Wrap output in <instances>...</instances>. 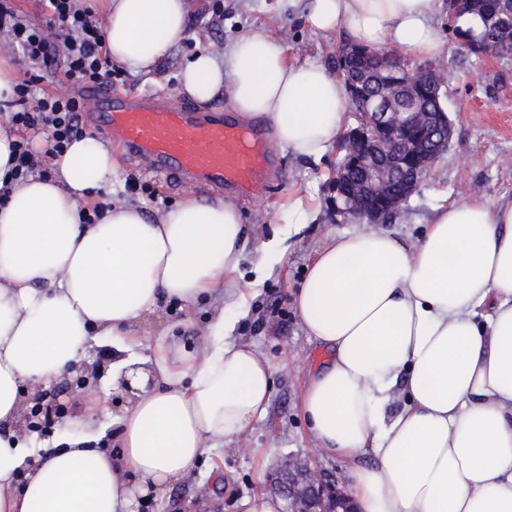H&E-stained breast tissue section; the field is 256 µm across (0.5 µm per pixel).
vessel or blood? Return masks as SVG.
<instances>
[{"label": "vessel or blood", "mask_w": 512, "mask_h": 512, "mask_svg": "<svg viewBox=\"0 0 512 512\" xmlns=\"http://www.w3.org/2000/svg\"><path fill=\"white\" fill-rule=\"evenodd\" d=\"M80 102L86 124L167 180L246 190L273 163L262 133L218 107L209 112L159 94L126 98L99 84L82 86Z\"/></svg>", "instance_id": "b4317fda"}]
</instances>
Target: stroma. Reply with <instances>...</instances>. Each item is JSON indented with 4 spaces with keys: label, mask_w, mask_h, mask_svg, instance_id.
Instances as JSON below:
<instances>
[{
    "label": "stroma",
    "mask_w": 512,
    "mask_h": 512,
    "mask_svg": "<svg viewBox=\"0 0 512 512\" xmlns=\"http://www.w3.org/2000/svg\"><path fill=\"white\" fill-rule=\"evenodd\" d=\"M189 35L149 74H132L115 66L112 89L140 95L157 93L180 103L179 75L198 51L223 45L247 32H261L283 46L290 61L332 65L344 36L309 29L300 8L288 0H189ZM223 12L221 25H212L214 12ZM429 63L445 74L448 115L453 122L450 146L411 195L405 210L389 224V231L405 243L424 233L433 210L475 193L495 202L512 198V56L504 59H465L454 42ZM112 151L118 160L112 179L114 196L139 203L149 216H157L178 204L186 195L212 199V192L175 187L143 172L127 160L120 146ZM338 151L322 161H307L278 153L279 170L251 191L236 195L250 237L269 234L287 223L288 203L300 195L311 200L317 219L301 236L290 240L288 253L276 276L266 281L252 306L254 314L239 332L242 341L255 344L272 365L275 381L264 420L244 437L224 444V477L216 479L211 466L202 464L188 481L149 499L140 512H188L192 500L214 494L215 512H241L243 499L268 491L277 462L292 454L308 460L321 472L351 488L350 466L340 459L321 457L301 413L305 380L325 358L310 342L299 323L295 298L316 250L332 235L346 231L330 203L329 181Z\"/></svg>",
    "instance_id": "35a3bbf8"
}]
</instances>
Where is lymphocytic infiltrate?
<instances>
[{
  "label": "lymphocytic infiltrate",
  "instance_id": "obj_1",
  "mask_svg": "<svg viewBox=\"0 0 512 512\" xmlns=\"http://www.w3.org/2000/svg\"><path fill=\"white\" fill-rule=\"evenodd\" d=\"M46 16L37 24L21 15L11 0H0V33L11 49L21 51L33 68L32 74L14 88V111L9 123L17 134L14 162L6 176L13 182L31 174L49 176L54 160L73 138L82 133L80 101L65 91H46L43 69L64 68L65 76L78 84L111 83L112 61L105 48L103 28L84 0H43ZM45 135L47 149L35 153L29 147V132Z\"/></svg>",
  "mask_w": 512,
  "mask_h": 512
}]
</instances>
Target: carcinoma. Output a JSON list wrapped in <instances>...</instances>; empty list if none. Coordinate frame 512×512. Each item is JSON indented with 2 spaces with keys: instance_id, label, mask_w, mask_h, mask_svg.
<instances>
[{
  "instance_id": "cac0c4a2",
  "label": "carcinoma",
  "mask_w": 512,
  "mask_h": 512,
  "mask_svg": "<svg viewBox=\"0 0 512 512\" xmlns=\"http://www.w3.org/2000/svg\"><path fill=\"white\" fill-rule=\"evenodd\" d=\"M453 9L449 18L451 37L458 52L477 58H505L512 55V0H448ZM335 69L345 82L355 80L360 96L350 98L351 111L359 113L379 101L389 112H445L447 95L440 90L426 94L431 81L422 69L409 71L406 63L388 54L381 58L377 49L350 40L342 43L336 54ZM388 189L395 197H403L399 210H404L409 197L402 182L392 171H385Z\"/></svg>"
}]
</instances>
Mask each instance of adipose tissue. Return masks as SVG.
I'll return each instance as SVG.
<instances>
[{
  "label": "adipose tissue",
  "instance_id": "obj_1",
  "mask_svg": "<svg viewBox=\"0 0 512 512\" xmlns=\"http://www.w3.org/2000/svg\"><path fill=\"white\" fill-rule=\"evenodd\" d=\"M439 0H307L315 32L436 56ZM106 47L148 73L188 36V0H96ZM181 90L224 93L258 118L277 149L321 160L341 139L350 101L320 63L289 62L267 34L186 62ZM0 199V512H138L148 494L187 477L267 410L273 368L235 332L249 300L314 219L303 198L288 222L250 244L236 205L186 196L157 219L126 202L85 221L116 173L93 133ZM261 259L242 284L248 247ZM220 295L191 345L171 327L148 356L135 330L167 303ZM306 336L331 353L301 407L318 454L357 468V512H512V200L468 197L435 209L418 243L361 224L324 244L297 294ZM112 340L102 368L90 340ZM82 375L62 435L39 437L25 412L66 376ZM128 401L112 421L115 452L95 447L93 410Z\"/></svg>",
  "mask_w": 512,
  "mask_h": 512
}]
</instances>
